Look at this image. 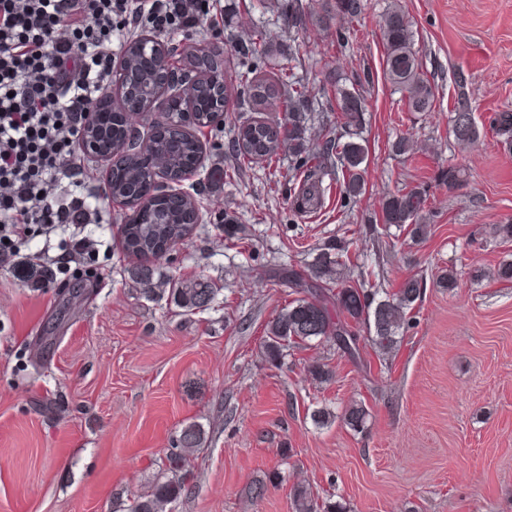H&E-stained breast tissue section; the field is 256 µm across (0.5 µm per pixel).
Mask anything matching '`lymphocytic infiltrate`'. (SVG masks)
<instances>
[{
	"instance_id": "obj_1",
	"label": "lymphocytic infiltrate",
	"mask_w": 512,
	"mask_h": 512,
	"mask_svg": "<svg viewBox=\"0 0 512 512\" xmlns=\"http://www.w3.org/2000/svg\"><path fill=\"white\" fill-rule=\"evenodd\" d=\"M203 2L0 0V253L88 223L100 188L75 144L90 119L112 116L113 41L134 24H195Z\"/></svg>"
}]
</instances>
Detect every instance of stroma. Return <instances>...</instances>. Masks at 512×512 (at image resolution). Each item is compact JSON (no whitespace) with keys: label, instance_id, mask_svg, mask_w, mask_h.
I'll use <instances>...</instances> for the list:
<instances>
[{"label":"stroma","instance_id":"1","mask_svg":"<svg viewBox=\"0 0 512 512\" xmlns=\"http://www.w3.org/2000/svg\"><path fill=\"white\" fill-rule=\"evenodd\" d=\"M363 2L342 46L313 23L289 29L288 0H210L207 17L168 34L181 48L257 26L266 65L293 66L313 88L335 74L363 81L366 191L356 205L342 206L334 188L317 213L295 214L284 160L218 176L227 137L213 126L180 185L202 220L151 266L156 283H214L209 308L188 314L141 294L119 244L126 211L105 198L90 223L0 262V512H116L152 490L188 424L204 446L185 464L189 489L175 512H291L299 480L347 512H512V281L497 277L512 241L493 232L512 223V151L491 129L495 113L512 112V0ZM394 3L438 87L433 111H407L383 78L379 23ZM459 69L480 131L466 149L450 134ZM403 138L418 142L415 154H396ZM451 165L466 173L452 190L441 179ZM413 187L433 211L421 239L382 219L386 197ZM330 240L375 270L374 287L423 279L414 324L385 360L321 344L272 365L261 342L290 300L273 272L310 269ZM448 273L455 288L439 283ZM315 360L332 368L331 383L309 377ZM353 400L370 411L364 432L311 418ZM256 481L267 485L257 501L245 493Z\"/></svg>","mask_w":512,"mask_h":512}]
</instances>
